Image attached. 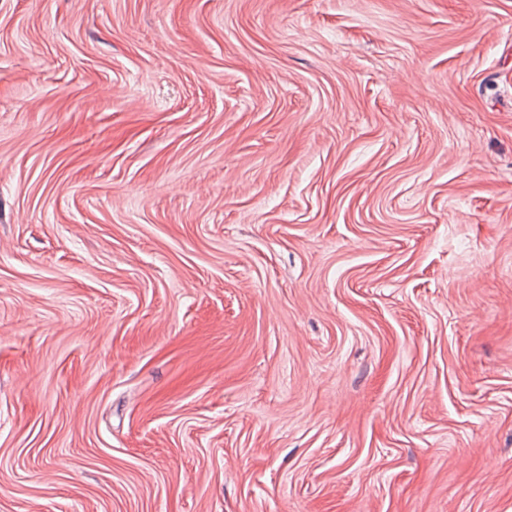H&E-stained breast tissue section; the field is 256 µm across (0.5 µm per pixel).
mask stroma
I'll return each instance as SVG.
<instances>
[{"label": "stroma", "instance_id": "1", "mask_svg": "<svg viewBox=\"0 0 512 512\" xmlns=\"http://www.w3.org/2000/svg\"><path fill=\"white\" fill-rule=\"evenodd\" d=\"M0 512H512V0H0Z\"/></svg>", "mask_w": 512, "mask_h": 512}]
</instances>
